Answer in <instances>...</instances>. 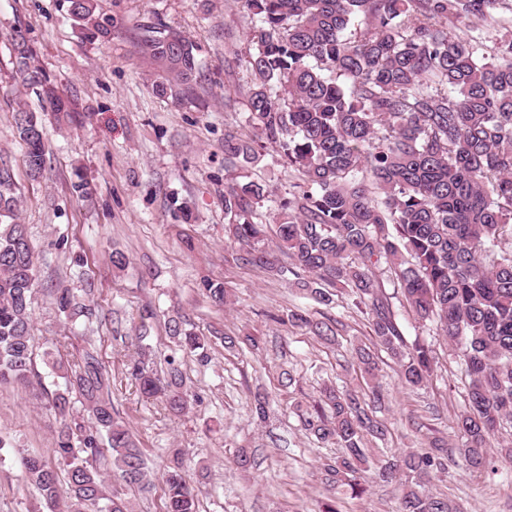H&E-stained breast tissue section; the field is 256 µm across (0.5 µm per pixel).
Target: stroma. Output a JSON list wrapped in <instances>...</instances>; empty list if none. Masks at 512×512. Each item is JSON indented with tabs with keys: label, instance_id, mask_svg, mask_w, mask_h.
<instances>
[{
	"label": "stroma",
	"instance_id": "35a3bbf8",
	"mask_svg": "<svg viewBox=\"0 0 512 512\" xmlns=\"http://www.w3.org/2000/svg\"><path fill=\"white\" fill-rule=\"evenodd\" d=\"M111 31L81 27L67 0H0V155L9 160L35 249L38 279L33 311L39 350L55 349L73 329L58 312L53 291L95 287V317L87 334L110 366L113 400L148 457L151 492L137 495L135 512H160L163 468L181 449L198 484L199 512H320L335 501L340 512H396L397 482L369 479L366 493L351 497L323 478L322 463L339 448L318 444L290 405L317 399L323 385L363 390L354 359L370 330L354 309H332L341 322L335 342L325 343L280 317L317 306L288 281L258 267L237 264L224 233V185L240 174L287 196L293 182L273 152L247 171L226 166L224 134L247 128V95L253 75L239 67L246 55L250 20L234 0H99ZM162 23L199 47L203 69L190 84L167 95L153 90L156 67L139 52L143 25ZM22 29L51 81L76 104L72 118L47 117L48 147L42 177L31 178L16 138L18 102L40 106L13 69L10 35ZM130 259L112 267L113 252ZM223 284L226 306L206 295L205 280ZM177 317L186 329L210 337V362L182 357L185 385L195 393L182 415L143 399L124 375L140 328L157 360L176 346L166 324ZM235 337L234 348L221 339ZM428 385L412 388L387 363L379 379L389 429L373 442L377 457L421 452L431 441L448 444L454 462L430 482L431 493L449 498L460 512H512V467L469 470L457 458L452 420L464 403L461 374L443 338ZM294 383L282 385V370ZM54 385L0 386V437L11 446L46 450L57 423L49 409ZM267 394L269 416L253 417L255 393ZM255 459L250 472L232 463L240 449ZM38 494L24 486L12 463L0 465V512H37Z\"/></svg>",
	"mask_w": 512,
	"mask_h": 512
}]
</instances>
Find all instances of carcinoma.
Wrapping results in <instances>:
<instances>
[{"label": "carcinoma", "mask_w": 512, "mask_h": 512, "mask_svg": "<svg viewBox=\"0 0 512 512\" xmlns=\"http://www.w3.org/2000/svg\"><path fill=\"white\" fill-rule=\"evenodd\" d=\"M79 25L106 34L110 21L98 0H67ZM250 18L255 44L244 58L254 76L248 107L251 131L224 133V159L245 167L270 147L296 173L288 196L272 199L260 181L224 185L228 238L240 265L262 267L297 285L319 306L339 296L366 318L372 338L356 349L360 371L376 380L384 357L405 383L421 387L435 362L432 342L404 335L393 297L422 326L448 341L460 360L465 408L452 430L464 465L491 464L489 442L512 429V26L486 42L465 32L498 23L512 0H234ZM362 25L354 38L348 30ZM15 74L41 99V111L19 105L16 137L30 175L45 169L42 113L71 111L38 64L24 35L11 34ZM140 52L157 64L155 91L188 85L202 68L199 47L165 25H146ZM21 191L0 157V385L35 377L32 304L37 264ZM273 207L276 237L267 238L264 209ZM393 271V294L375 274ZM72 322L90 312L67 288L55 294ZM288 323L322 341L338 320L304 310ZM171 338L185 354L208 360L210 338L172 319ZM138 346L127 374L140 395L173 414L194 400L180 363L154 367L150 345ZM60 379L51 398L58 422L49 453L17 451L22 481L40 496L44 512H133L127 491L152 481L145 449L112 403V370L87 340L71 358L44 352ZM383 394L366 399L327 384L311 405L293 406L316 441L345 449L322 464L327 483L365 493L368 445L388 429L377 412ZM446 444L379 460L383 481H400L399 512H457L426 490L444 469ZM163 512H198L197 495L181 452L163 474Z\"/></svg>", "instance_id": "obj_1"}]
</instances>
